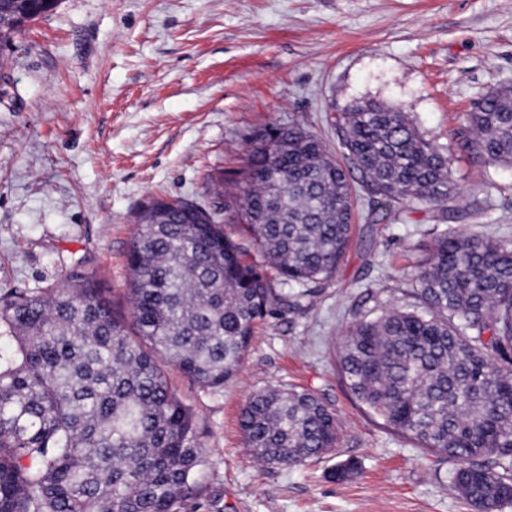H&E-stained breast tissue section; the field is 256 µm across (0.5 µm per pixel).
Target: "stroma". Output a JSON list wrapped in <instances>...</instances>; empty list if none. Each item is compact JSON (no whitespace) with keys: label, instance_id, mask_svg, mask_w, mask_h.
<instances>
[{"label":"stroma","instance_id":"obj_1","mask_svg":"<svg viewBox=\"0 0 512 512\" xmlns=\"http://www.w3.org/2000/svg\"><path fill=\"white\" fill-rule=\"evenodd\" d=\"M0 57V300L77 268L123 301L151 198L210 204L207 174L232 177L273 124L340 154L331 122L361 100L409 112L450 157L452 227L512 240V168L474 162L459 133L483 93L512 84V0H61ZM360 210L335 277L309 309L257 325L231 382L202 389L171 372L206 450L203 492L181 512H472L451 462L385 426L337 369L346 329L404 303L436 223L429 205L364 198ZM277 383L335 413L336 448L300 467L253 460L240 410ZM345 461L355 472L341 480Z\"/></svg>","mask_w":512,"mask_h":512}]
</instances>
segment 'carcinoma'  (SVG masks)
<instances>
[{"mask_svg":"<svg viewBox=\"0 0 512 512\" xmlns=\"http://www.w3.org/2000/svg\"><path fill=\"white\" fill-rule=\"evenodd\" d=\"M50 2L0 0L5 41ZM466 124L475 161L512 167L511 85L479 98ZM336 128L341 162L303 126L273 125L233 178H210L244 223L239 238L193 201L146 205L126 253L129 314L79 271L0 303V512H180L200 493L205 452L167 370L221 389L258 322L311 306L348 246L353 183L388 205L439 206L448 223L451 160L409 113L362 101ZM408 277L413 302L345 331L340 372L387 427L454 463L476 512H501L512 505V243L437 229ZM239 424L261 465H303L339 440L335 415L296 387L252 394Z\"/></svg>","mask_w":512,"mask_h":512,"instance_id":"1","label":"carcinoma"}]
</instances>
